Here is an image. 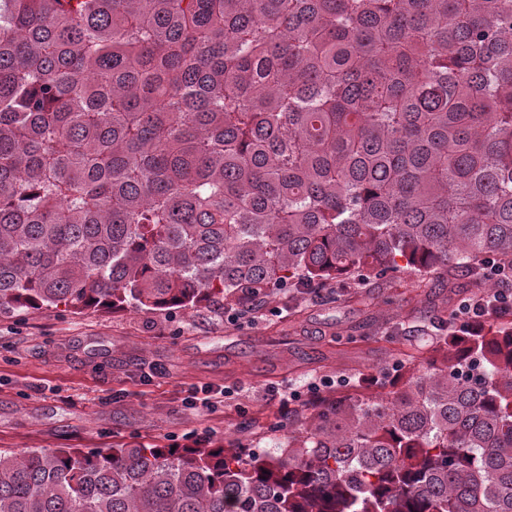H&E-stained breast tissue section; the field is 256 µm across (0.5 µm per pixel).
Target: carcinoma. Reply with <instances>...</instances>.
<instances>
[{
  "label": "carcinoma",
  "instance_id": "carcinoma-1",
  "mask_svg": "<svg viewBox=\"0 0 512 512\" xmlns=\"http://www.w3.org/2000/svg\"><path fill=\"white\" fill-rule=\"evenodd\" d=\"M512 267V0H0V310ZM405 265H400V262ZM0 512H512V327L245 447L0 449Z\"/></svg>",
  "mask_w": 512,
  "mask_h": 512
}]
</instances>
